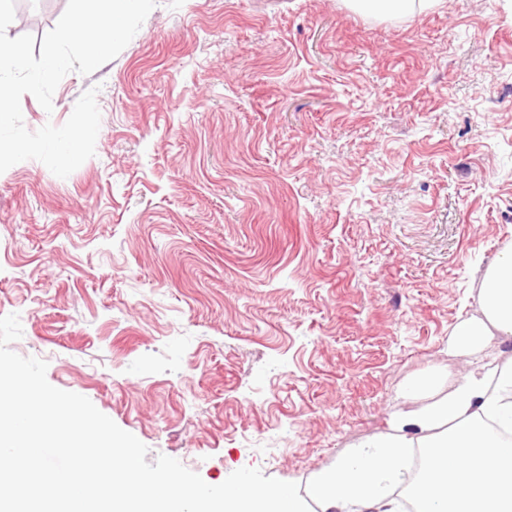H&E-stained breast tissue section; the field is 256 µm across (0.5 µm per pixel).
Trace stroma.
<instances>
[{
  "instance_id": "stroma-1",
  "label": "stroma",
  "mask_w": 512,
  "mask_h": 512,
  "mask_svg": "<svg viewBox=\"0 0 512 512\" xmlns=\"http://www.w3.org/2000/svg\"><path fill=\"white\" fill-rule=\"evenodd\" d=\"M32 3L8 37L67 6ZM93 87V157L0 173V362L142 472L301 489L472 369L452 333L512 246V0H158L25 127ZM357 10L378 15H407L415 0H348Z\"/></svg>"
}]
</instances>
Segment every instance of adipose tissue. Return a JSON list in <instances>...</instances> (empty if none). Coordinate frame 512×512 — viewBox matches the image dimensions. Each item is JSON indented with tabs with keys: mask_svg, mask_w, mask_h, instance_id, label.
Listing matches in <instances>:
<instances>
[{
	"mask_svg": "<svg viewBox=\"0 0 512 512\" xmlns=\"http://www.w3.org/2000/svg\"><path fill=\"white\" fill-rule=\"evenodd\" d=\"M480 316L459 322L453 343L463 353L483 351L490 333L512 338V247L486 270ZM0 398V504L16 499L29 477L51 491L61 512H400L396 490L415 512H512V361L487 363L456 380L448 394L395 417L388 432L347 449L316 472L305 489L265 486L249 476L221 487L187 488L170 472L142 473L134 452L77 401L60 407L41 398L30 405L22 373ZM59 425L52 446L72 470L48 479L37 465L41 440L30 434V414ZM427 451L429 463L411 462Z\"/></svg>",
	"mask_w": 512,
	"mask_h": 512,
	"instance_id": "ef3b65f1",
	"label": "adipose tissue"
}]
</instances>
